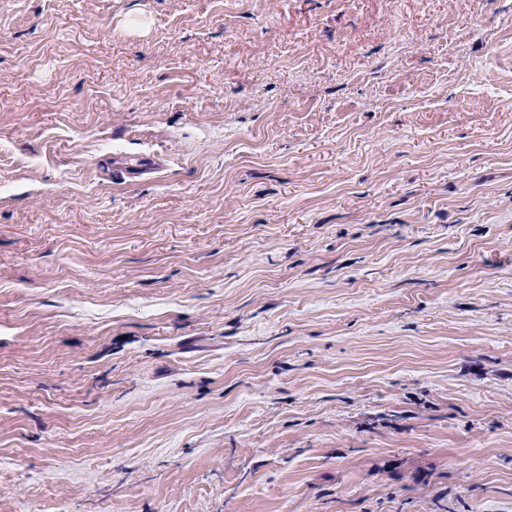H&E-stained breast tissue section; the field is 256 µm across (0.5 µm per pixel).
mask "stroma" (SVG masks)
<instances>
[{
	"instance_id": "stroma-1",
	"label": "stroma",
	"mask_w": 512,
	"mask_h": 512,
	"mask_svg": "<svg viewBox=\"0 0 512 512\" xmlns=\"http://www.w3.org/2000/svg\"><path fill=\"white\" fill-rule=\"evenodd\" d=\"M512 0H0V512H512Z\"/></svg>"
}]
</instances>
